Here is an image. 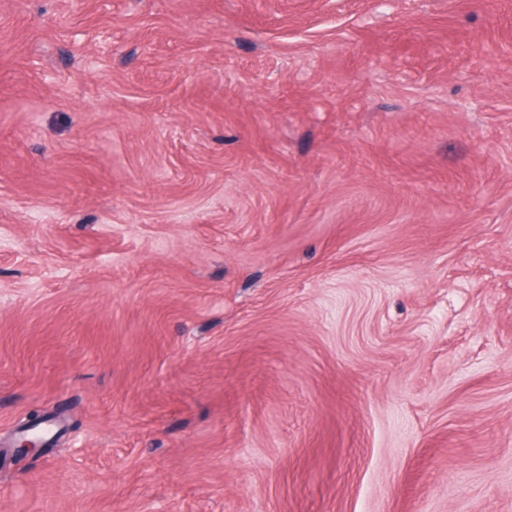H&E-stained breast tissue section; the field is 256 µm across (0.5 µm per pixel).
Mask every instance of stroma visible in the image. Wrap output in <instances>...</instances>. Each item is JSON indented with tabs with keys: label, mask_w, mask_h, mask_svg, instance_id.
<instances>
[{
	"label": "stroma",
	"mask_w": 512,
	"mask_h": 512,
	"mask_svg": "<svg viewBox=\"0 0 512 512\" xmlns=\"http://www.w3.org/2000/svg\"><path fill=\"white\" fill-rule=\"evenodd\" d=\"M0 512H512V0H0ZM46 419L43 415L31 416L30 423L23 427L21 432L15 439V448L17 453L28 454L29 452H44L48 449V441L46 437L37 431L38 426L36 423L40 420Z\"/></svg>",
	"instance_id": "obj_1"
}]
</instances>
